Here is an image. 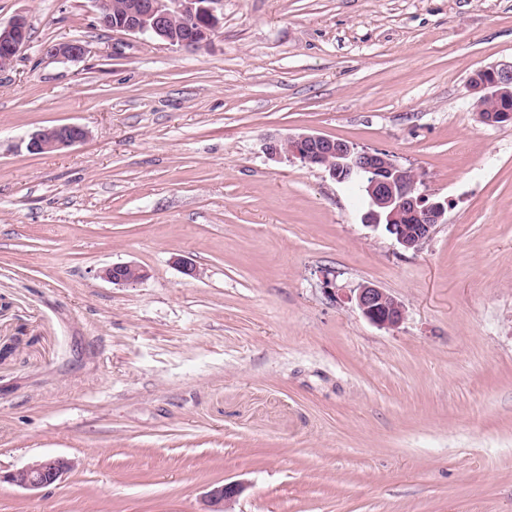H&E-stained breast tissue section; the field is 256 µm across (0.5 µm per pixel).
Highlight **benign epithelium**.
Returning a JSON list of instances; mask_svg holds the SVG:
<instances>
[{
  "label": "benign epithelium",
  "mask_w": 512,
  "mask_h": 512,
  "mask_svg": "<svg viewBox=\"0 0 512 512\" xmlns=\"http://www.w3.org/2000/svg\"><path fill=\"white\" fill-rule=\"evenodd\" d=\"M98 23L114 31L139 34L161 41L171 47L197 51L208 46L217 31V15L222 0H131L121 13L112 12V0H93ZM177 17L191 18L196 26L182 30L175 26ZM30 25L23 15L14 17L6 26H0V71L12 67L20 53L29 46ZM86 47L78 42H61L50 47L53 56L77 58ZM470 94L501 95L512 90V62L479 67L467 80ZM88 131L77 124H60L42 129L32 135L30 150L51 153L72 147L86 140ZM265 152L277 160L287 155L305 165L322 163L324 157L334 155L326 171L338 182L352 176L366 183L369 194L367 225L379 227L380 210L395 217L403 210L414 214L419 224L409 230L403 225H388L393 238L406 250H419L431 238L435 227L442 223L446 206L432 201L421 193L416 180L408 178L409 168L397 163L378 149L360 148L342 139L320 134H288L268 140ZM101 277L115 286L135 284L147 277L142 266L128 262L104 268ZM347 300L355 303L362 315L374 325L391 330L405 318L403 305L382 288L361 284L350 290ZM70 470V462L61 456L45 457L19 468L0 480L29 491H37L60 481ZM241 492L238 484L214 485L205 493L202 512H229V506Z\"/></svg>",
  "instance_id": "benign-epithelium-1"
}]
</instances>
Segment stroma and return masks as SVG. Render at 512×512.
Returning <instances> with one entry per match:
<instances>
[{"label":"stroma","mask_w":512,"mask_h":512,"mask_svg":"<svg viewBox=\"0 0 512 512\" xmlns=\"http://www.w3.org/2000/svg\"><path fill=\"white\" fill-rule=\"evenodd\" d=\"M0 471L72 469L0 512H512V124L467 78L512 61V0H223L201 51L92 0H0ZM78 41L76 59L49 45ZM85 126L31 153L32 133ZM379 149L445 200L420 250L360 189L266 141ZM148 276L118 287L101 268ZM198 274H185L184 263ZM332 289H325V281ZM371 283L399 328L346 300ZM30 36V25L23 15H17L4 27L0 24V71L12 67L29 46ZM88 131L77 124H60L42 129L32 135L30 150L37 153H51L82 143ZM130 272L133 275H130ZM147 275L145 268L132 262L112 264L101 272V277L115 286L135 284L146 278ZM241 492V486L233 482L214 485L205 493L204 510L199 512H229V506Z\"/></svg>","instance_id":"obj_1"}]
</instances>
